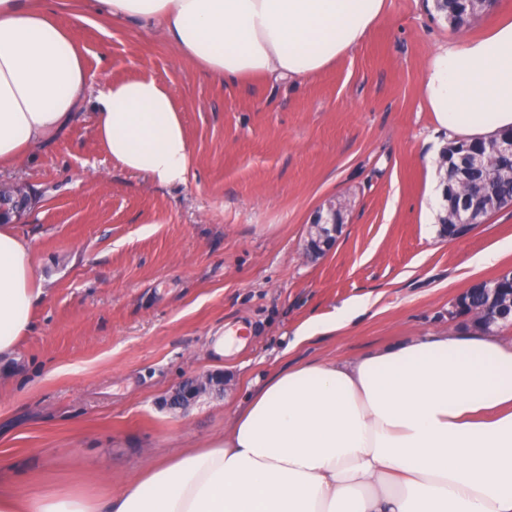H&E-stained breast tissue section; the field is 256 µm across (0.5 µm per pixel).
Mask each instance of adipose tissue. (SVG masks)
<instances>
[{"label":"adipose tissue","instance_id":"obj_1","mask_svg":"<svg viewBox=\"0 0 512 512\" xmlns=\"http://www.w3.org/2000/svg\"><path fill=\"white\" fill-rule=\"evenodd\" d=\"M119 25L157 24L211 76L296 81L354 50L386 0H97ZM87 72L71 30L39 0H0V168L82 107ZM427 106L449 139L512 129V20L438 49ZM96 133L112 160L161 184L191 159L173 91L107 82ZM42 289L29 247L0 222V366L31 328ZM0 512H512V338L420 334L356 359L265 378L223 436L143 469L115 496L0 494Z\"/></svg>","mask_w":512,"mask_h":512}]
</instances>
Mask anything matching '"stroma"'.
<instances>
[{
    "mask_svg": "<svg viewBox=\"0 0 512 512\" xmlns=\"http://www.w3.org/2000/svg\"><path fill=\"white\" fill-rule=\"evenodd\" d=\"M84 54L86 100L0 187L35 194L14 229L42 294L0 375V477L17 489L120 490L155 460L223 435L257 380L448 330L472 283L512 270V206L465 237L434 231L438 124L423 89L432 54L482 35L454 30L434 0H386L348 55L296 83L208 76L152 28L80 21L83 0H46ZM152 77L172 89L190 142L184 182L161 185L112 161L95 130L106 81ZM344 224L306 256L320 206ZM498 251L491 266L482 257ZM367 300L342 330L300 345L315 318ZM241 327L242 349L214 360L208 338ZM221 373L223 394L187 412L162 402L186 379Z\"/></svg>",
    "mask_w": 512,
    "mask_h": 512,
    "instance_id": "1",
    "label": "stroma"
}]
</instances>
